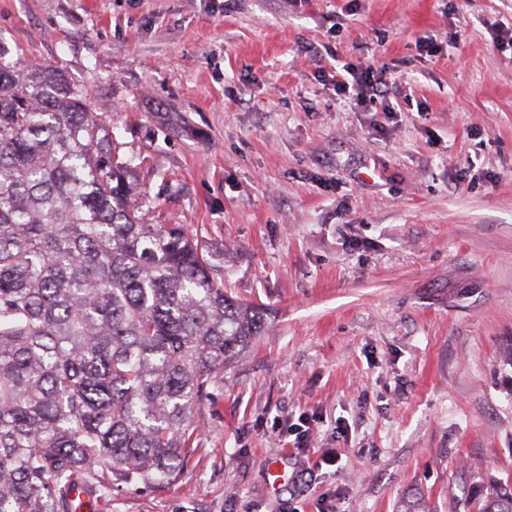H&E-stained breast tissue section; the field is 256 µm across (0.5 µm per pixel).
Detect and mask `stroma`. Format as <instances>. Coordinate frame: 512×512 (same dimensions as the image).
Listing matches in <instances>:
<instances>
[{
	"mask_svg": "<svg viewBox=\"0 0 512 512\" xmlns=\"http://www.w3.org/2000/svg\"><path fill=\"white\" fill-rule=\"evenodd\" d=\"M494 23L512 0H0V44L110 118L149 223L185 225L265 310L176 477L95 493L97 512H473L512 492V50ZM357 59L388 68L387 109L323 83ZM324 448L341 459L309 486Z\"/></svg>",
	"mask_w": 512,
	"mask_h": 512,
	"instance_id": "1",
	"label": "stroma"
}]
</instances>
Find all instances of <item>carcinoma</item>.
Listing matches in <instances>:
<instances>
[{
  "instance_id": "obj_1",
  "label": "carcinoma",
  "mask_w": 512,
  "mask_h": 512,
  "mask_svg": "<svg viewBox=\"0 0 512 512\" xmlns=\"http://www.w3.org/2000/svg\"><path fill=\"white\" fill-rule=\"evenodd\" d=\"M0 46V512H75L156 487L198 439L224 364L264 331L150 200L112 124L48 64ZM478 512H512L493 489Z\"/></svg>"
}]
</instances>
